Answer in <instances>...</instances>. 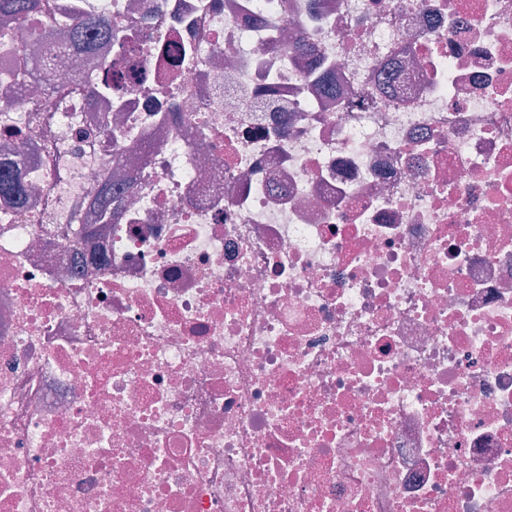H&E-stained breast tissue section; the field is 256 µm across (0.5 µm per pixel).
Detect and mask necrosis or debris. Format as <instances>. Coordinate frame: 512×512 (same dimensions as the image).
<instances>
[{
    "mask_svg": "<svg viewBox=\"0 0 512 512\" xmlns=\"http://www.w3.org/2000/svg\"><path fill=\"white\" fill-rule=\"evenodd\" d=\"M3 157L0 512H512V0H40ZM11 196L15 202L23 204L27 200V187L13 176L9 168L0 166V195Z\"/></svg>",
    "mask_w": 512,
    "mask_h": 512,
    "instance_id": "4bbe7bcc",
    "label": "necrosis or debris"
}]
</instances>
